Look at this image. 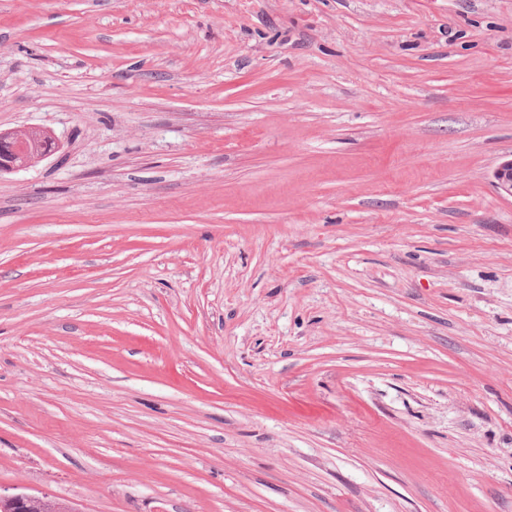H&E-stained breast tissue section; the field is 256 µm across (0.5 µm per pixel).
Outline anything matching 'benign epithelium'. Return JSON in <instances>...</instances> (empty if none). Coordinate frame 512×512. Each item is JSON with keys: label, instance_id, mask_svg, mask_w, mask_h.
I'll return each instance as SVG.
<instances>
[{"label": "benign epithelium", "instance_id": "benign-epithelium-1", "mask_svg": "<svg viewBox=\"0 0 512 512\" xmlns=\"http://www.w3.org/2000/svg\"><path fill=\"white\" fill-rule=\"evenodd\" d=\"M58 145L52 134L40 128L0 129V175L31 167L51 156ZM493 186L502 197L512 199V158L497 164ZM37 496L25 491L0 492V512H26Z\"/></svg>", "mask_w": 512, "mask_h": 512}]
</instances>
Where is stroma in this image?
Here are the masks:
<instances>
[{
  "label": "stroma",
  "mask_w": 512,
  "mask_h": 512,
  "mask_svg": "<svg viewBox=\"0 0 512 512\" xmlns=\"http://www.w3.org/2000/svg\"><path fill=\"white\" fill-rule=\"evenodd\" d=\"M0 489L512 512V0H0ZM57 148L47 130L0 129V176L31 167L51 156ZM493 186L502 197L512 199V157L497 164L493 173Z\"/></svg>",
  "instance_id": "35a3bbf8"
}]
</instances>
